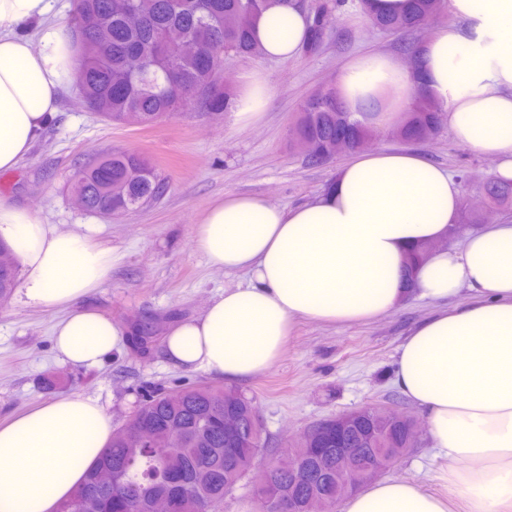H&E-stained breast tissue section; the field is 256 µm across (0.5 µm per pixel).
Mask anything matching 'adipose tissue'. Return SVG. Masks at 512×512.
<instances>
[{
	"label": "adipose tissue",
	"instance_id": "obj_1",
	"mask_svg": "<svg viewBox=\"0 0 512 512\" xmlns=\"http://www.w3.org/2000/svg\"><path fill=\"white\" fill-rule=\"evenodd\" d=\"M448 20L414 65L381 53L356 56L336 88L358 120L385 125L436 100L457 142L497 160L512 181V0H447ZM58 0H0V171L18 167L58 111L80 67ZM268 59L295 58L307 12L269 0L253 26ZM461 218L458 183L410 149L353 155L314 199L282 208L248 195L215 203L196 230L212 266L244 273L198 318L171 330L176 366L238 380L279 357L293 318L377 319L413 298L437 311L400 345L402 394L426 417L431 448L448 460L444 496L383 480L341 512H512V221L451 236ZM0 239L23 270L27 303L67 308L53 346L68 363L95 367L117 350L122 328L82 300L108 279L115 257L93 228L62 231L0 198ZM428 254L409 264L411 248ZM468 294V303L448 307ZM94 400L63 396L0 422V512H53L112 439Z\"/></svg>",
	"mask_w": 512,
	"mask_h": 512
}]
</instances>
